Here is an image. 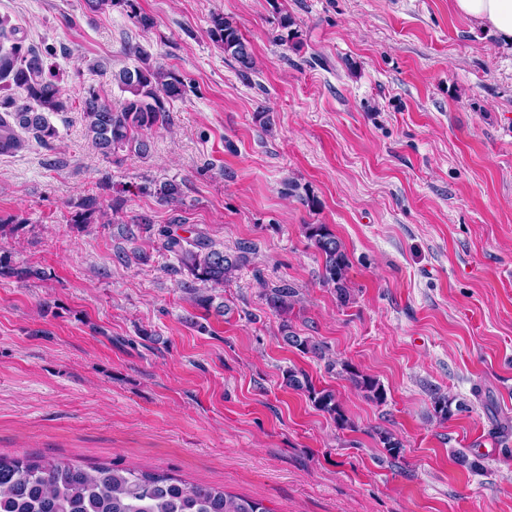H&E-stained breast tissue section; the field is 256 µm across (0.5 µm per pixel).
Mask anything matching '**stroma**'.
Segmentation results:
<instances>
[{
  "label": "stroma",
  "instance_id": "stroma-1",
  "mask_svg": "<svg viewBox=\"0 0 512 512\" xmlns=\"http://www.w3.org/2000/svg\"><path fill=\"white\" fill-rule=\"evenodd\" d=\"M135 5L153 28L123 6L0 0L26 43L56 48L68 105L50 146L0 155V254L39 271L0 278V455L135 466L271 512H512V50L452 0ZM215 13L250 42L249 78L210 39ZM285 14L298 41L280 39ZM137 45L186 94L148 156L107 158L80 102L91 85L121 100L110 75ZM166 181L176 204L152 192ZM92 194L123 208L75 223ZM143 218L151 231L128 239ZM306 224L343 242L348 304L323 285ZM161 226L245 251L213 291L227 313L194 305ZM282 286L297 295L285 317L266 301ZM285 320L325 358L285 344ZM336 359L376 377L385 404ZM289 368L333 390L350 428L286 387ZM435 390L464 411L439 421ZM334 366H336V373L339 376L344 377L367 398L378 404H383L386 401V391L376 378L359 371L348 362H336Z\"/></svg>",
  "mask_w": 512,
  "mask_h": 512
}]
</instances>
